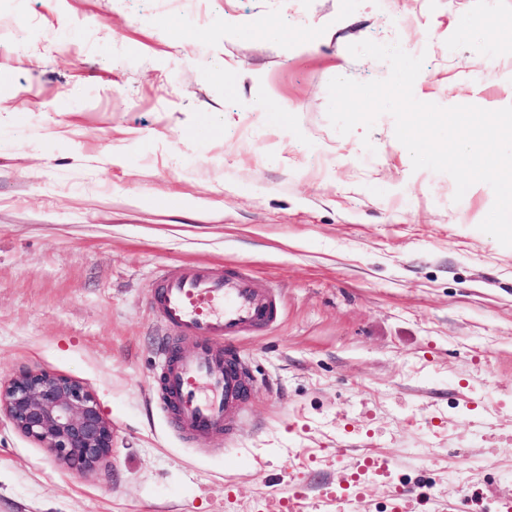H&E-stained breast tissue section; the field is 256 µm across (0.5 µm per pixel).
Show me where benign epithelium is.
<instances>
[{
  "label": "benign epithelium",
  "instance_id": "benign-epithelium-1",
  "mask_svg": "<svg viewBox=\"0 0 512 512\" xmlns=\"http://www.w3.org/2000/svg\"><path fill=\"white\" fill-rule=\"evenodd\" d=\"M0 414L72 469L93 471L112 457V423L77 380L26 370L0 384Z\"/></svg>",
  "mask_w": 512,
  "mask_h": 512
}]
</instances>
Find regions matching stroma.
<instances>
[{
  "label": "stroma",
  "mask_w": 512,
  "mask_h": 512,
  "mask_svg": "<svg viewBox=\"0 0 512 512\" xmlns=\"http://www.w3.org/2000/svg\"><path fill=\"white\" fill-rule=\"evenodd\" d=\"M367 39L425 53L419 101L512 100V0H0V383L80 380L113 436L80 473L0 419V512H290L296 484L329 512L512 502V247L478 228L492 188L413 169L392 115L333 128L330 79L390 73L349 53ZM193 262L282 303L238 342L230 438L157 403L155 273ZM368 453L386 471L354 478Z\"/></svg>",
  "instance_id": "obj_1"
}]
</instances>
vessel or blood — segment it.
<instances>
[{"label": "vessel or blood", "instance_id": "b4317fda", "mask_svg": "<svg viewBox=\"0 0 512 512\" xmlns=\"http://www.w3.org/2000/svg\"><path fill=\"white\" fill-rule=\"evenodd\" d=\"M151 302L165 333L195 341L186 351L157 349L162 408L174 429L186 438L233 435L253 389L234 342L279 321L278 295L243 267L218 273L195 263L159 273Z\"/></svg>", "mask_w": 512, "mask_h": 512}]
</instances>
